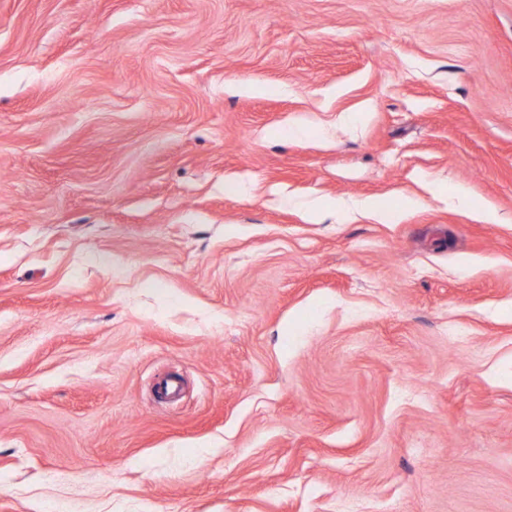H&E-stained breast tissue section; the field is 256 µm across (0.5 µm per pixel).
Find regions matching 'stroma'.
<instances>
[{"mask_svg": "<svg viewBox=\"0 0 512 512\" xmlns=\"http://www.w3.org/2000/svg\"><path fill=\"white\" fill-rule=\"evenodd\" d=\"M64 502L512 512V0H0V512Z\"/></svg>", "mask_w": 512, "mask_h": 512, "instance_id": "stroma-1", "label": "stroma"}]
</instances>
